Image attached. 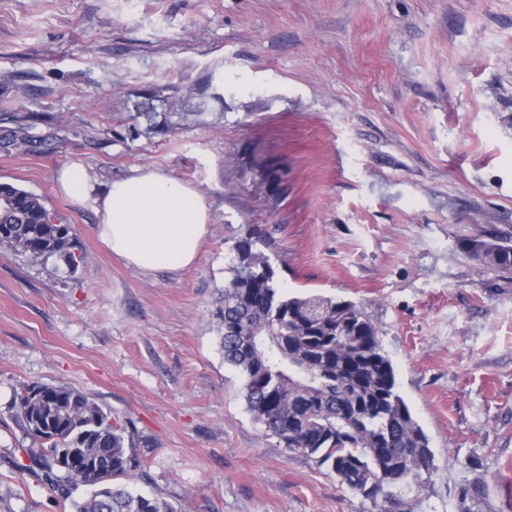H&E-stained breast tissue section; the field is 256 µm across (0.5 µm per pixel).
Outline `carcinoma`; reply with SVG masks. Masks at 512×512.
Segmentation results:
<instances>
[{
	"instance_id": "obj_1",
	"label": "carcinoma",
	"mask_w": 512,
	"mask_h": 512,
	"mask_svg": "<svg viewBox=\"0 0 512 512\" xmlns=\"http://www.w3.org/2000/svg\"><path fill=\"white\" fill-rule=\"evenodd\" d=\"M253 234L236 241L217 306L224 362L243 377L253 419L284 447L328 466L340 484L367 499L406 506L410 479L430 471L428 436L396 391L395 369L371 319L351 301L291 295L275 280L271 258ZM0 244L33 258H77L68 224H55L41 199L0 184ZM479 263L512 273V237L468 239ZM10 409L22 433L40 445L47 478L66 499L88 488L73 512H174L159 495L114 480L140 467L135 433L112 423L85 394L64 385L31 384Z\"/></svg>"
}]
</instances>
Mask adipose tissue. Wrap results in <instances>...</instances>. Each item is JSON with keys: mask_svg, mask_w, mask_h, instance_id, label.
Returning <instances> with one entry per match:
<instances>
[{"mask_svg": "<svg viewBox=\"0 0 512 512\" xmlns=\"http://www.w3.org/2000/svg\"><path fill=\"white\" fill-rule=\"evenodd\" d=\"M56 182L73 203H92L97 238L128 265L143 270L177 269L196 260L209 212L191 184L147 166L100 191L77 160L57 172Z\"/></svg>", "mask_w": 512, "mask_h": 512, "instance_id": "ef3b65f1", "label": "adipose tissue"}]
</instances>
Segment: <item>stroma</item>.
I'll return each mask as SVG.
<instances>
[{
    "label": "stroma",
    "instance_id": "obj_1",
    "mask_svg": "<svg viewBox=\"0 0 512 512\" xmlns=\"http://www.w3.org/2000/svg\"><path fill=\"white\" fill-rule=\"evenodd\" d=\"M78 158L100 189L196 187V261L109 253L56 191ZM0 183L81 256L0 245V512H70L9 408L37 383L133 424L125 483L176 512H385L256 423L224 362L215 302L255 230L280 287L375 325L434 453L411 512H512V278L463 249L512 233V0H0Z\"/></svg>",
    "mask_w": 512,
    "mask_h": 512
}]
</instances>
